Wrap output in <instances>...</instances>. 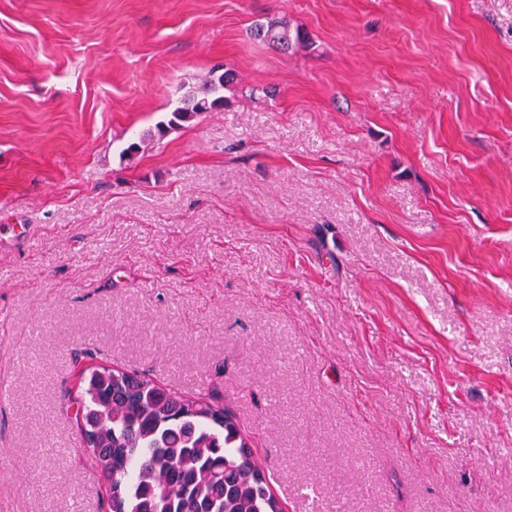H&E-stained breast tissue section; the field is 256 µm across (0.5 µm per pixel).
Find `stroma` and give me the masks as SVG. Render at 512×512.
Here are the masks:
<instances>
[{
  "label": "stroma",
  "instance_id": "35a3bbf8",
  "mask_svg": "<svg viewBox=\"0 0 512 512\" xmlns=\"http://www.w3.org/2000/svg\"><path fill=\"white\" fill-rule=\"evenodd\" d=\"M0 311V512H101L83 353L284 512H512V0H0ZM252 33L261 41L282 50H288L292 43L300 44L304 40L299 29L292 32L287 23L276 20L255 24ZM234 81V74L230 70L215 76L213 73L198 86L192 87L177 101V104L169 112L167 123L159 122L157 129L159 134L164 131L161 127L177 128L192 121L202 112H212L224 108V89Z\"/></svg>",
  "mask_w": 512,
  "mask_h": 512
}]
</instances>
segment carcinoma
<instances>
[{"label": "carcinoma", "mask_w": 512, "mask_h": 512, "mask_svg": "<svg viewBox=\"0 0 512 512\" xmlns=\"http://www.w3.org/2000/svg\"><path fill=\"white\" fill-rule=\"evenodd\" d=\"M252 33L282 50L303 41L276 20ZM233 81L229 70L209 74L158 127L224 108ZM83 383L76 421L104 480V512H283L262 460L223 403L108 365L89 368Z\"/></svg>", "instance_id": "obj_1"}]
</instances>
